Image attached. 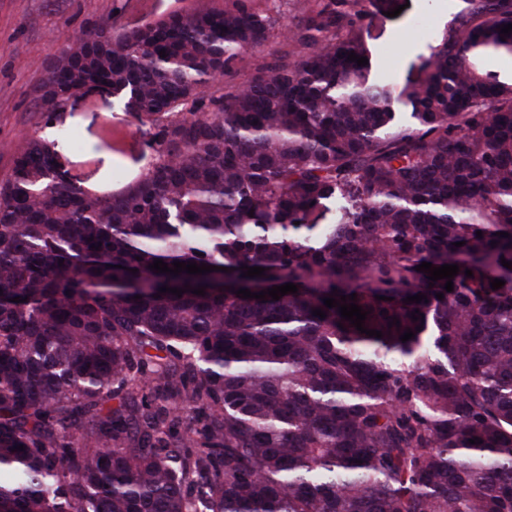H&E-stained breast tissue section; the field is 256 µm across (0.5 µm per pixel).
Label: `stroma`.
I'll use <instances>...</instances> for the list:
<instances>
[{
    "mask_svg": "<svg viewBox=\"0 0 512 512\" xmlns=\"http://www.w3.org/2000/svg\"><path fill=\"white\" fill-rule=\"evenodd\" d=\"M275 19L259 52L245 55L233 82L251 79L258 67L295 52L286 37L319 0H255ZM233 0H0V179L11 172V148L24 138L52 137L54 129L38 125L36 102L47 67L82 30L115 17L132 27L172 13L223 9ZM365 37L373 68L398 82L418 76V57L427 53L435 34L458 9L457 0H360ZM72 128L78 141H64L60 151L67 170L83 186L117 193L145 172L150 160L149 129L125 112L110 94L97 90L71 99L57 115L55 129ZM124 155H116L115 143Z\"/></svg>",
    "mask_w": 512,
    "mask_h": 512,
    "instance_id": "stroma-1",
    "label": "stroma"
}]
</instances>
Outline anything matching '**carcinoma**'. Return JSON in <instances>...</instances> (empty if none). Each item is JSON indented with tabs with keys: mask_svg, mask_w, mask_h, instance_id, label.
<instances>
[{
	"mask_svg": "<svg viewBox=\"0 0 512 512\" xmlns=\"http://www.w3.org/2000/svg\"><path fill=\"white\" fill-rule=\"evenodd\" d=\"M358 2L320 0L309 52L242 85L215 87L268 42L253 0L106 20L53 60L41 118L106 84L152 160L111 194L55 168L71 130L13 150L0 512H512V80L485 68L512 0H462L403 84L348 60ZM352 293L383 337L324 305Z\"/></svg>",
	"mask_w": 512,
	"mask_h": 512,
	"instance_id": "cac0c4a2",
	"label": "carcinoma"
}]
</instances>
